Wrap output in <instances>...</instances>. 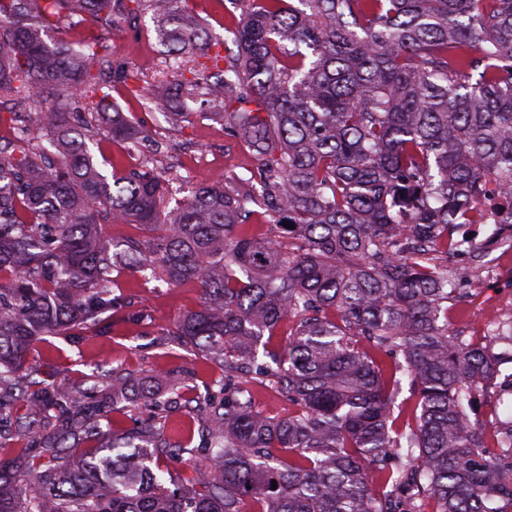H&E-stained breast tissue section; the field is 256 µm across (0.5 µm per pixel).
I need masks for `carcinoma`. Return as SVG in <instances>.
<instances>
[{
	"instance_id": "obj_1",
	"label": "carcinoma",
	"mask_w": 512,
	"mask_h": 512,
	"mask_svg": "<svg viewBox=\"0 0 512 512\" xmlns=\"http://www.w3.org/2000/svg\"><path fill=\"white\" fill-rule=\"evenodd\" d=\"M226 1L241 17L221 53L193 0H0V104L38 132L0 139V439L33 433L11 421L21 399L46 419L48 456L0 462V512H512V419L474 414L479 397L512 394V312L484 343L448 327L449 261L478 268L487 247L464 227L491 223L494 242L512 226V0ZM143 13L179 78L89 60L84 25ZM109 75L173 126L219 124L256 172L177 197L149 131L106 111ZM198 99L211 111H191ZM98 136L139 167L104 174ZM117 222L158 234L104 239ZM123 270L199 283L202 306L167 335L223 365V382L186 398L183 380L114 369L88 404L29 379L31 345L99 326ZM285 319L287 345L269 348ZM240 377L294 413L256 410ZM405 385L416 404L401 424ZM168 393L204 415L181 443L106 420L125 402L161 418ZM196 434L217 473L164 486L153 457ZM68 446L86 451L58 454Z\"/></svg>"
}]
</instances>
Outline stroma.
Segmentation results:
<instances>
[{
  "label": "stroma",
  "mask_w": 512,
  "mask_h": 512,
  "mask_svg": "<svg viewBox=\"0 0 512 512\" xmlns=\"http://www.w3.org/2000/svg\"><path fill=\"white\" fill-rule=\"evenodd\" d=\"M94 37L98 45L114 51L116 60L148 77L177 74L175 60L164 55L155 39L150 15H143L139 28L98 27ZM119 103L135 120L155 130L157 140L176 145L171 163L183 187L200 179L220 184L233 176L245 178L255 166L248 148L226 136L213 122L199 119L181 129L136 100L123 97ZM455 265L465 271L460 281L465 293L450 309L448 321L465 336H486L489 317L512 309V249L490 246L485 266L473 272L467 271L464 258H456ZM117 291L131 305L128 311L113 312L106 328L81 330L66 337L45 336L33 343L29 364L37 371V381L54 386L77 385L96 393L107 387L113 369L118 368L137 375H155L163 381L182 379L194 392L201 393L222 379L220 365L180 345L164 342V332L180 315L201 307L203 295L197 283L170 285L127 272L118 278ZM210 466L198 438L180 458L159 461L160 469L172 473L187 489L198 488Z\"/></svg>",
  "instance_id": "1"
}]
</instances>
